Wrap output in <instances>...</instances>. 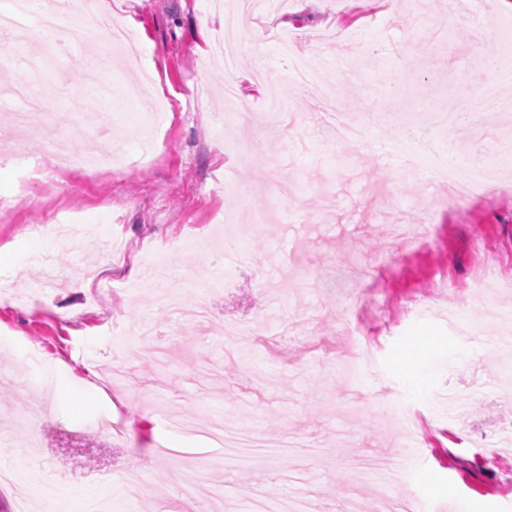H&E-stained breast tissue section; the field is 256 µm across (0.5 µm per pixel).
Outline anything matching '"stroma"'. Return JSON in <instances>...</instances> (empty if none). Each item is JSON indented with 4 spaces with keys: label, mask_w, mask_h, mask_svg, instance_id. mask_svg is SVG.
<instances>
[{
    "label": "stroma",
    "mask_w": 512,
    "mask_h": 512,
    "mask_svg": "<svg viewBox=\"0 0 512 512\" xmlns=\"http://www.w3.org/2000/svg\"><path fill=\"white\" fill-rule=\"evenodd\" d=\"M133 33L131 54L106 67L104 36L85 0L80 25L54 34L65 51L39 91L69 112L76 155L111 146L124 163L107 176L81 165L48 184L0 164V468L42 470L61 512L88 500L112 512H242L253 491L277 502L313 498L317 512L418 502L512 512V126L503 113L477 133L434 123L452 100L491 77L500 45L476 44L477 25L512 20L500 0H294L286 13L243 17L251 31L232 76L210 60L227 11L212 0H106ZM325 79L353 66L343 87L365 139L338 148L314 105L324 82L299 88L282 45ZM34 45L0 29V89ZM240 99L228 105L224 81ZM284 103L266 140L236 113L264 109L266 81ZM115 89L116 110L99 89ZM498 166L495 192L456 206L428 179L448 153ZM304 197L275 199L284 175ZM264 230L214 262L198 229ZM90 229L67 248L42 232L56 209ZM111 270L129 294H95ZM211 299L204 322L175 320L169 296ZM111 389H103L104 379ZM100 400L67 407L84 383ZM415 418L404 430L394 411ZM208 420L293 448L215 455L189 424Z\"/></svg>",
    "instance_id": "1"
}]
</instances>
